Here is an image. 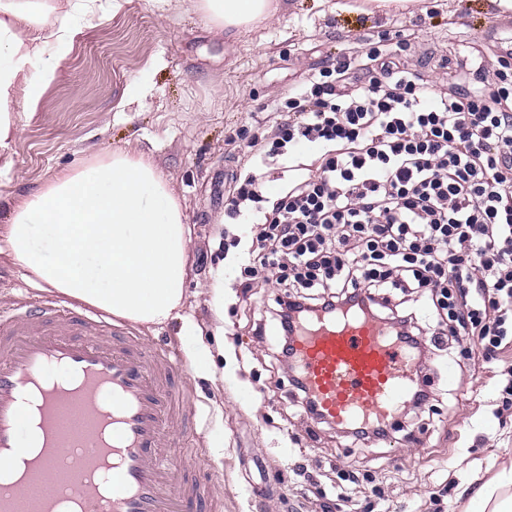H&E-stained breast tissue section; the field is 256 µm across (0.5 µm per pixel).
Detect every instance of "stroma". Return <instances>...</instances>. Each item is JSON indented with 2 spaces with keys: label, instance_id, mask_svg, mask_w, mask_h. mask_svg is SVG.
<instances>
[{
  "label": "stroma",
  "instance_id": "obj_1",
  "mask_svg": "<svg viewBox=\"0 0 512 512\" xmlns=\"http://www.w3.org/2000/svg\"><path fill=\"white\" fill-rule=\"evenodd\" d=\"M364 3L285 0L274 21L220 40L194 0H125L75 36L38 100L14 105L23 129L5 151L10 167H0L1 209L62 168L127 148L150 157L179 197L191 229L185 305L178 319L132 330L179 367L198 425L176 439L196 453L181 449L171 463L195 466L218 512H378L382 499L388 512H460L462 492L512 464V416L488 413L495 389L487 371H429L435 415L389 446L355 443L313 422L264 334L279 286L241 292L240 270L224 250L225 238L251 230L226 221L224 173L246 162L248 141L280 119L271 103L287 99L310 68L403 29L413 35L406 60L432 84L441 60L475 53L495 62L491 32L512 23L492 0H415L389 12ZM197 331L213 357L209 375L188 355ZM219 432L222 447H211ZM340 468L364 476L343 497Z\"/></svg>",
  "mask_w": 512,
  "mask_h": 512
}]
</instances>
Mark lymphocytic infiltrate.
I'll return each mask as SVG.
<instances>
[{
	"instance_id": "obj_1",
	"label": "lymphocytic infiltrate",
	"mask_w": 512,
	"mask_h": 512,
	"mask_svg": "<svg viewBox=\"0 0 512 512\" xmlns=\"http://www.w3.org/2000/svg\"><path fill=\"white\" fill-rule=\"evenodd\" d=\"M402 31L312 68L287 116L249 142L225 215L256 234L241 256L246 287L276 275L277 354L292 360L298 320L343 308L386 321L425 367L433 342L460 345L466 370L497 371L512 393V53L471 57L433 85L402 57ZM320 151L304 162L299 149ZM278 160L288 179L267 197ZM419 297L424 329L405 307Z\"/></svg>"
}]
</instances>
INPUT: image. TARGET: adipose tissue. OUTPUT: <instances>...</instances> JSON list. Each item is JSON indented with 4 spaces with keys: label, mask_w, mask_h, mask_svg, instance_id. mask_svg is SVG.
<instances>
[{
    "label": "adipose tissue",
    "mask_w": 512,
    "mask_h": 512,
    "mask_svg": "<svg viewBox=\"0 0 512 512\" xmlns=\"http://www.w3.org/2000/svg\"><path fill=\"white\" fill-rule=\"evenodd\" d=\"M121 6V0H0V149L20 131L17 97L37 99L74 34ZM199 9L219 33L277 11L271 0H200ZM190 235L165 175L144 156L121 150L64 169L20 196L0 227V254L39 290L151 326L178 317L185 303ZM464 512H512V467L475 491Z\"/></svg>",
    "instance_id": "adipose-tissue-1"
}]
</instances>
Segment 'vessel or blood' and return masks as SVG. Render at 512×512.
I'll use <instances>...</instances> for the list:
<instances>
[{
	"mask_svg": "<svg viewBox=\"0 0 512 512\" xmlns=\"http://www.w3.org/2000/svg\"><path fill=\"white\" fill-rule=\"evenodd\" d=\"M296 367L319 420L392 426L419 376L411 350L358 312L313 317L293 335ZM164 351L103 313L46 299L0 307V512H202L210 489L170 464L171 436L193 416ZM70 455L63 456L59 447Z\"/></svg>",
	"mask_w": 512,
	"mask_h": 512,
	"instance_id": "vessel-or-blood-1",
	"label": "vessel or blood"
}]
</instances>
